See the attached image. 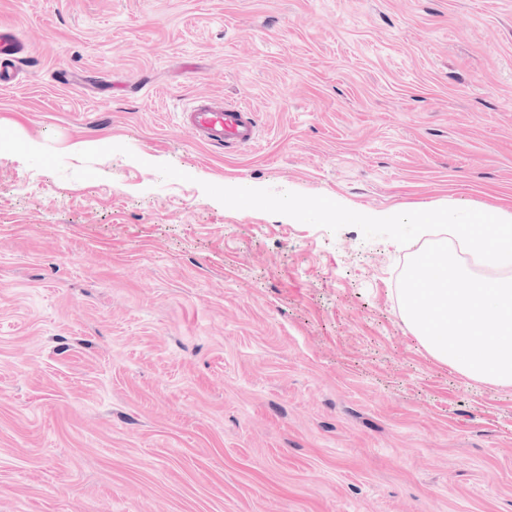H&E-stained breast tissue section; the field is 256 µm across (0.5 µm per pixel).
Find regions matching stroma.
Here are the masks:
<instances>
[{
  "mask_svg": "<svg viewBox=\"0 0 512 512\" xmlns=\"http://www.w3.org/2000/svg\"><path fill=\"white\" fill-rule=\"evenodd\" d=\"M0 26V127L66 169L0 153V512H512V387L399 316L431 236L202 189L512 214V0H0ZM203 95L259 144L197 140ZM21 52V44L19 43L15 33L10 29L0 28V74L5 71L15 73L18 54ZM181 115L203 143L225 150L250 148L257 142V114L249 105L229 103L219 96L195 98Z\"/></svg>",
  "mask_w": 512,
  "mask_h": 512,
  "instance_id": "1",
  "label": "stroma"
}]
</instances>
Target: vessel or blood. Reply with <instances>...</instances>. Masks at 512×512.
<instances>
[{
	"instance_id": "vessel-or-blood-1",
	"label": "vessel or blood",
	"mask_w": 512,
	"mask_h": 512,
	"mask_svg": "<svg viewBox=\"0 0 512 512\" xmlns=\"http://www.w3.org/2000/svg\"><path fill=\"white\" fill-rule=\"evenodd\" d=\"M21 45L12 30L0 28V74L16 69ZM184 124L199 141L227 149L250 148L257 141L258 119L253 107L229 103L219 96L194 99L181 112Z\"/></svg>"
}]
</instances>
